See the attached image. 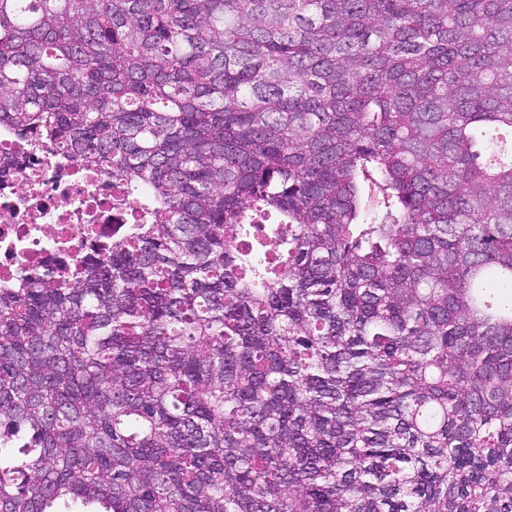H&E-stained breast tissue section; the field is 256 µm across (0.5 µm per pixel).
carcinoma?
Instances as JSON below:
<instances>
[{"mask_svg":"<svg viewBox=\"0 0 512 512\" xmlns=\"http://www.w3.org/2000/svg\"><path fill=\"white\" fill-rule=\"evenodd\" d=\"M0 125L135 208L0 288V512H512V0H0Z\"/></svg>","mask_w":512,"mask_h":512,"instance_id":"cac0c4a2","label":"carcinoma"}]
</instances>
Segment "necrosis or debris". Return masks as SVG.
<instances>
[{
    "instance_id": "4bbe7bcc",
    "label": "necrosis or debris",
    "mask_w": 512,
    "mask_h": 512,
    "mask_svg": "<svg viewBox=\"0 0 512 512\" xmlns=\"http://www.w3.org/2000/svg\"><path fill=\"white\" fill-rule=\"evenodd\" d=\"M112 178L53 142L20 139L0 126V287L48 271L70 273L131 222L114 204Z\"/></svg>"
}]
</instances>
